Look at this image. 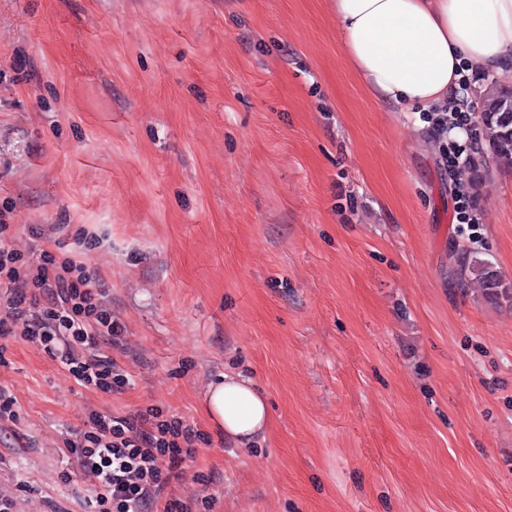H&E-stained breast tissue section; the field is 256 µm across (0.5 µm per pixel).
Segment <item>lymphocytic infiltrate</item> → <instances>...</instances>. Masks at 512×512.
Here are the masks:
<instances>
[{
    "mask_svg": "<svg viewBox=\"0 0 512 512\" xmlns=\"http://www.w3.org/2000/svg\"><path fill=\"white\" fill-rule=\"evenodd\" d=\"M14 236V225L0 224V299L9 311L0 318V335L22 322L25 339L59 359L80 386L105 392L125 387L124 369L98 351L100 338L120 339L125 326L104 304V290L86 264L45 248L28 260ZM201 438L151 406L126 416L90 414L66 452L94 480L88 512H147L158 503L162 512H193L197 505L210 508L209 497L184 501L164 492Z\"/></svg>",
    "mask_w": 512,
    "mask_h": 512,
    "instance_id": "obj_1",
    "label": "lymphocytic infiltrate"
}]
</instances>
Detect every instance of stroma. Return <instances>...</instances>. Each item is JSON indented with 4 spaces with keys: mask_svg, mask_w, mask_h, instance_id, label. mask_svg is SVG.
I'll use <instances>...</instances> for the list:
<instances>
[{
    "mask_svg": "<svg viewBox=\"0 0 512 512\" xmlns=\"http://www.w3.org/2000/svg\"><path fill=\"white\" fill-rule=\"evenodd\" d=\"M422 113L350 71L330 0H0V213L98 278L130 379L0 336L14 512H85L66 440L149 406L204 433L169 493L211 512H512V306L453 274L512 285V165L476 137L452 172ZM226 372L268 405L248 446L200 403ZM457 275L464 288L469 289L476 284L484 298L512 305V288L503 282L489 263L478 258L476 253L458 255Z\"/></svg>",
    "mask_w": 512,
    "mask_h": 512,
    "instance_id": "1",
    "label": "stroma"
}]
</instances>
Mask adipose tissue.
Here are the masks:
<instances>
[{
  "label": "adipose tissue",
  "instance_id": "adipose-tissue-1",
  "mask_svg": "<svg viewBox=\"0 0 512 512\" xmlns=\"http://www.w3.org/2000/svg\"><path fill=\"white\" fill-rule=\"evenodd\" d=\"M332 10L346 60L384 103L455 112L467 62L512 80V0H332ZM204 407L240 443L268 427L265 399L239 374L212 383Z\"/></svg>",
  "mask_w": 512,
  "mask_h": 512
}]
</instances>
